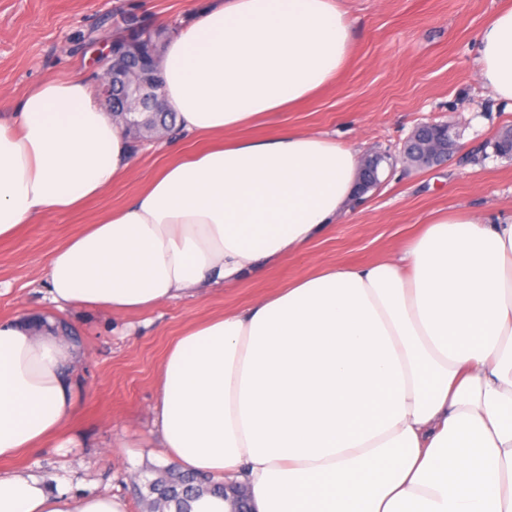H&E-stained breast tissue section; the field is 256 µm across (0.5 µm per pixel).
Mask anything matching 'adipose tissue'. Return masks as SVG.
<instances>
[{"label": "adipose tissue", "mask_w": 512, "mask_h": 512, "mask_svg": "<svg viewBox=\"0 0 512 512\" xmlns=\"http://www.w3.org/2000/svg\"><path fill=\"white\" fill-rule=\"evenodd\" d=\"M341 0H203L165 49L163 92L184 132L212 139L42 270L47 299L142 312L233 284L304 249L355 201L359 151L292 128L241 138L338 75ZM479 80L512 102V7L478 35ZM79 76L0 113V238L77 208L135 165ZM80 346L0 321V461L60 441L78 409ZM158 444L223 480L191 512H512V215L435 216L400 252L329 266L192 324L161 364ZM0 512H126L66 477L0 470Z\"/></svg>", "instance_id": "ef3b65f1"}]
</instances>
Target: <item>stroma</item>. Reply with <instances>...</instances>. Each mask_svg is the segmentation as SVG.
Segmentation results:
<instances>
[{
  "instance_id": "stroma-1",
  "label": "stroma",
  "mask_w": 512,
  "mask_h": 512,
  "mask_svg": "<svg viewBox=\"0 0 512 512\" xmlns=\"http://www.w3.org/2000/svg\"><path fill=\"white\" fill-rule=\"evenodd\" d=\"M512 0H345L349 56L336 79L273 126L327 133L364 151L399 152L420 123L453 125L448 162L415 169L396 160L377 190L304 251L267 264L227 287L186 295L137 313L70 312L86 355L76 362L82 397L68 448H34L7 464L35 475L67 476L73 491L118 495L127 512H148L149 481L170 464L149 457L150 408L158 371L191 324L241 309L288 283L333 265H365L407 247L440 212H512V159L493 143L512 127V107L478 79L476 37ZM193 0H0V110L48 78L93 76V43L111 37L127 14L180 24ZM271 125V126H272ZM203 140L175 147L134 142L136 169L75 211L49 213L0 240V320L48 311L41 270L51 254L125 204L168 161L193 155Z\"/></svg>"
}]
</instances>
